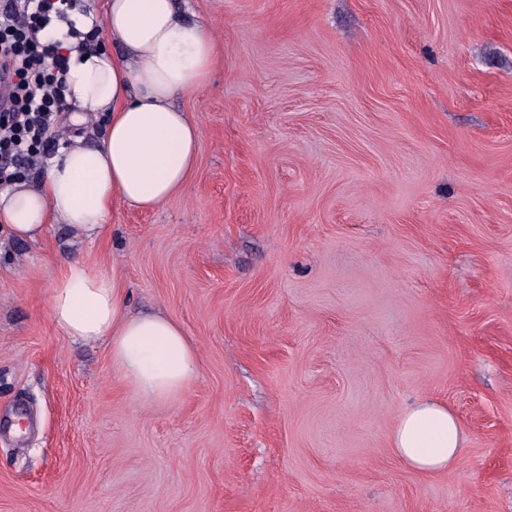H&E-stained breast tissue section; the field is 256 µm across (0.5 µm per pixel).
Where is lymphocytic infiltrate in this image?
<instances>
[{
	"mask_svg": "<svg viewBox=\"0 0 512 512\" xmlns=\"http://www.w3.org/2000/svg\"><path fill=\"white\" fill-rule=\"evenodd\" d=\"M70 0H0V187L42 165L60 141L68 58L51 30Z\"/></svg>",
	"mask_w": 512,
	"mask_h": 512,
	"instance_id": "f902f5d3",
	"label": "lymphocytic infiltrate"
}]
</instances>
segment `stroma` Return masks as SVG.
<instances>
[{
  "label": "stroma",
  "instance_id": "obj_1",
  "mask_svg": "<svg viewBox=\"0 0 512 512\" xmlns=\"http://www.w3.org/2000/svg\"><path fill=\"white\" fill-rule=\"evenodd\" d=\"M178 3L222 44L193 177L90 241L0 232V512H512V0ZM76 260L183 325V395L53 324ZM428 399L435 475L390 444ZM391 445L408 467L426 474L443 472L462 448L461 424L446 405L422 401L401 416Z\"/></svg>",
  "mask_w": 512,
  "mask_h": 512
}]
</instances>
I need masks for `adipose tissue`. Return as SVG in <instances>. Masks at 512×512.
I'll return each instance as SVG.
<instances>
[{
	"label": "adipose tissue",
	"mask_w": 512,
	"mask_h": 512,
	"mask_svg": "<svg viewBox=\"0 0 512 512\" xmlns=\"http://www.w3.org/2000/svg\"><path fill=\"white\" fill-rule=\"evenodd\" d=\"M100 26L120 54L85 49L86 35ZM56 36L69 56L72 122L104 112L108 123L97 144L63 149L36 182L0 191V223L10 236L31 242L54 222L92 239L115 201L151 210L177 193L195 169L200 128L174 100L208 81L221 52L209 25L180 12L175 0H108L104 17L74 15ZM124 303L116 278L80 261L68 265L49 296L61 332L107 341L113 366L142 403L178 398L198 369L191 339L171 318L127 316ZM391 445L408 467L443 472L462 448L461 424L446 405L422 401L401 416Z\"/></svg>",
	"instance_id": "obj_1"
}]
</instances>
